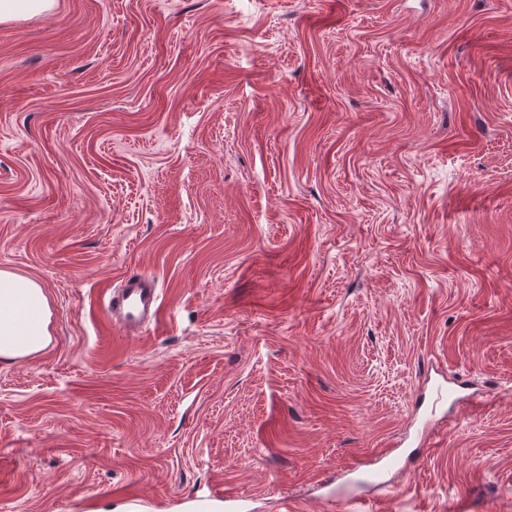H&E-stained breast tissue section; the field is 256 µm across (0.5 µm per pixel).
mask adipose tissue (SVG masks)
Wrapping results in <instances>:
<instances>
[{
    "instance_id": "adipose-tissue-1",
    "label": "adipose tissue",
    "mask_w": 512,
    "mask_h": 512,
    "mask_svg": "<svg viewBox=\"0 0 512 512\" xmlns=\"http://www.w3.org/2000/svg\"><path fill=\"white\" fill-rule=\"evenodd\" d=\"M49 309L33 279L0 271V353H33L49 340Z\"/></svg>"
}]
</instances>
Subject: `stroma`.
<instances>
[{
    "label": "stroma",
    "mask_w": 512,
    "mask_h": 512,
    "mask_svg": "<svg viewBox=\"0 0 512 512\" xmlns=\"http://www.w3.org/2000/svg\"><path fill=\"white\" fill-rule=\"evenodd\" d=\"M0 269L51 310L0 359V512H512V0L0 23ZM161 303L153 280L139 274L129 276L119 291H112L106 306L112 323L129 333L157 322Z\"/></svg>",
    "instance_id": "obj_1"
}]
</instances>
